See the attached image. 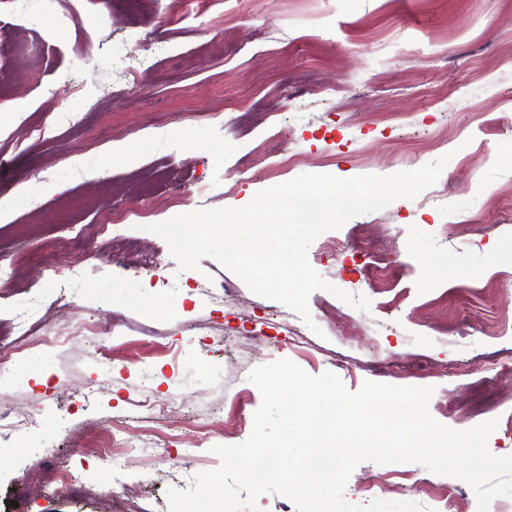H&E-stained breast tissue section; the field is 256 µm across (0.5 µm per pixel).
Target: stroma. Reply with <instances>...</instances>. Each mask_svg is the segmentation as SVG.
I'll return each instance as SVG.
<instances>
[{"mask_svg":"<svg viewBox=\"0 0 512 512\" xmlns=\"http://www.w3.org/2000/svg\"><path fill=\"white\" fill-rule=\"evenodd\" d=\"M336 89L328 97L327 89ZM150 141L128 160L112 146ZM416 198L321 234L308 301L318 332L212 258L180 270L147 230L201 208H240L305 173L391 175L439 158ZM181 198L169 203L171 189ZM122 208V239L89 227ZM88 256L68 277L74 246ZM153 260L126 271L112 253ZM0 320L36 308L58 336L0 375V512H170L169 490L219 468L253 430L258 365L287 358L371 381L430 386L432 417L488 420L512 454V0H0ZM366 297L361 311L335 290ZM468 328H461L462 314ZM110 327L107 336L91 327ZM508 351L492 365L484 353ZM350 367L338 369L337 354ZM131 446L128 465L103 444ZM80 474L74 496L43 476ZM435 512V490L477 512L472 489L416 463H360L345 499Z\"/></svg>","mask_w":512,"mask_h":512,"instance_id":"obj_1","label":"stroma"}]
</instances>
